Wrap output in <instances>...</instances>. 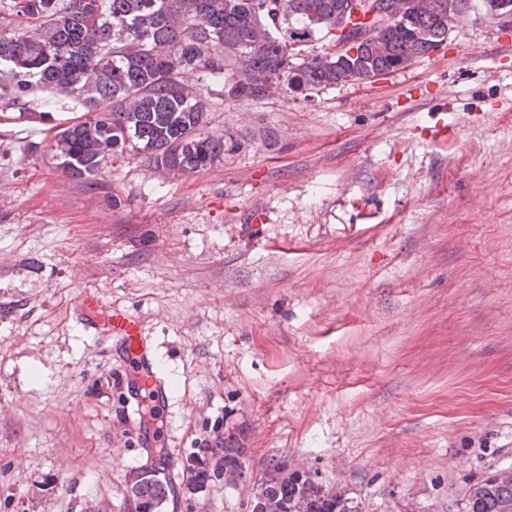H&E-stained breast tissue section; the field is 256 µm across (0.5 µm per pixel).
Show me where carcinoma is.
Listing matches in <instances>:
<instances>
[{
  "label": "carcinoma",
  "instance_id": "obj_1",
  "mask_svg": "<svg viewBox=\"0 0 512 512\" xmlns=\"http://www.w3.org/2000/svg\"><path fill=\"white\" fill-rule=\"evenodd\" d=\"M449 0H418L414 19L393 22L380 44L363 48L365 68H406L446 41ZM350 0H0V97L20 102L35 92L64 94L87 109L50 146L66 176L86 183L130 150L174 175L212 167L224 140L205 136L203 86L184 75H221L237 93L265 96L278 70L286 92L345 83L346 70L315 57L293 65L288 39L328 38L327 18ZM243 449L220 459L235 485L247 479ZM251 512H368L338 483L325 486L302 465H268ZM168 485L153 473L126 486L134 512H162ZM461 512H512V467L493 469L464 496Z\"/></svg>",
  "mask_w": 512,
  "mask_h": 512
}]
</instances>
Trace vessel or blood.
I'll return each mask as SVG.
<instances>
[{"instance_id":"b4317fda","label":"vessel or blood","mask_w":512,"mask_h":512,"mask_svg":"<svg viewBox=\"0 0 512 512\" xmlns=\"http://www.w3.org/2000/svg\"><path fill=\"white\" fill-rule=\"evenodd\" d=\"M82 308L95 328L106 334L127 360L132 361V384L128 392L130 401L140 403L148 399L157 406L165 404L169 398V389L144 341L140 321L124 309H102L99 299L91 294L84 296Z\"/></svg>"}]
</instances>
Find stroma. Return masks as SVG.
<instances>
[{
    "mask_svg": "<svg viewBox=\"0 0 512 512\" xmlns=\"http://www.w3.org/2000/svg\"><path fill=\"white\" fill-rule=\"evenodd\" d=\"M188 80L223 157L176 177L127 154L91 186L50 148L81 105L0 99V512H131L148 451L89 292L140 319L174 384L164 512H250L276 461L370 512H459L512 466V20L470 15L440 51L311 99ZM239 433L246 482L196 484Z\"/></svg>",
    "mask_w": 512,
    "mask_h": 512,
    "instance_id": "obj_1",
    "label": "stroma"
}]
</instances>
